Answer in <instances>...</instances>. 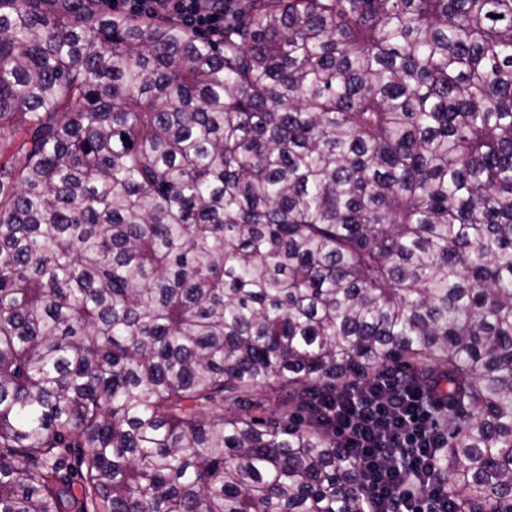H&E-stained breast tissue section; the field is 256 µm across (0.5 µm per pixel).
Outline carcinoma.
<instances>
[{"label":"carcinoma","mask_w":512,"mask_h":512,"mask_svg":"<svg viewBox=\"0 0 512 512\" xmlns=\"http://www.w3.org/2000/svg\"><path fill=\"white\" fill-rule=\"evenodd\" d=\"M95 2L0 0V512H366L376 374L512 512V0ZM112 12L176 18L215 37L224 32L223 0H100Z\"/></svg>","instance_id":"obj_1"}]
</instances>
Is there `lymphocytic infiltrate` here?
<instances>
[{
    "label": "lymphocytic infiltrate",
    "instance_id": "f902f5d3",
    "mask_svg": "<svg viewBox=\"0 0 512 512\" xmlns=\"http://www.w3.org/2000/svg\"><path fill=\"white\" fill-rule=\"evenodd\" d=\"M100 2L116 12L175 18L213 37L224 31V0ZM327 423L359 471L370 512H436L450 502L448 485L425 475L439 433L416 387L358 383Z\"/></svg>",
    "mask_w": 512,
    "mask_h": 512
}]
</instances>
